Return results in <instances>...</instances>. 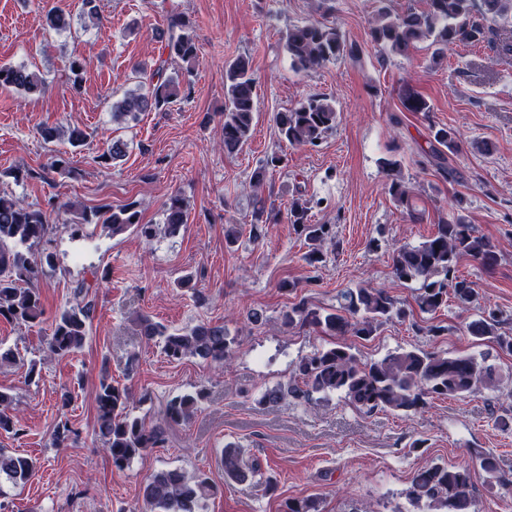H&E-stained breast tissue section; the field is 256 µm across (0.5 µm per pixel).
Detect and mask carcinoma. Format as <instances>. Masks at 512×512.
I'll return each instance as SVG.
<instances>
[{
	"mask_svg": "<svg viewBox=\"0 0 512 512\" xmlns=\"http://www.w3.org/2000/svg\"><path fill=\"white\" fill-rule=\"evenodd\" d=\"M370 24V42L381 54L407 55L417 44L427 42L437 61L460 43L495 45L499 54L512 55V35L502 36L507 24H512V0H425L423 8L409 6L393 13L379 0ZM47 30L62 33L71 29V17L61 9L52 8L44 15ZM169 29L175 31L168 43L169 59L182 63L181 69L191 70L197 60V47L190 19L173 15ZM285 46L292 68L308 74L328 62L347 59L359 62L362 48L347 42L340 30L321 21H307L288 28ZM167 61L162 60L150 74L146 92H128L112 103V117L118 121L138 119L143 112L160 111L178 98L183 86L179 77L166 74ZM45 79L38 71L26 66L1 65L0 89L24 93L41 91ZM402 105L408 112L428 116L431 106L425 98L409 88L402 90ZM257 100V80L249 58L240 56L224 69V150L234 152L249 140ZM338 112L335 102L324 95H310L296 107L275 116L282 140L291 146L315 148L336 128ZM460 148L456 131L440 127L433 131L428 162L449 181L456 173L445 166V153L454 154ZM125 156V144L112 143L97 159L112 165ZM285 157L273 154L256 167L250 183L258 191L265 185L269 170L281 167ZM383 169L389 177V193L408 218L417 222V212L408 194L397 160L385 159ZM320 201L294 197L288 204V223L309 244L305 254L308 264L324 261L322 244L334 239L333 225L312 224L309 211ZM463 198L457 199V209L448 217L438 218L435 232L423 243L401 247L392 255V274L397 280L419 283L415 301L422 313L433 315L453 298L465 307L476 300V284L458 275V264L464 258L491 270L500 257L492 242L477 234L463 214ZM83 224H70L75 231L82 225L96 224L117 236L133 229L147 240L157 232L156 225L144 224L137 202L117 209L102 206L82 214ZM187 223L184 198L169 197L164 210V229L169 236L179 234ZM53 232L47 210L25 205L6 193H0V320L30 325L39 323L44 307L39 289L28 284L39 277L38 266L28 253ZM76 302L55 315L51 324L50 354L66 357L80 350L89 335L94 300L89 287L80 283L74 289ZM334 309L313 308L304 298L294 303L284 314L288 325L309 326L335 338L329 345L315 349L295 366L300 383L279 384L266 390L262 404H277L292 399H307L314 393L339 392L354 407L370 414L377 411L411 412L422 409L434 398L463 397L481 386L494 387L497 379L491 369L481 366L470 355L450 356L423 349L391 352L370 362H361L352 346L343 337L366 339L386 320L406 318L405 309L383 289L346 288L337 295ZM139 333L146 340L162 344L171 362L187 357L224 364L229 359L231 340L222 325L201 323L171 331L151 318H135ZM499 316L490 310L470 322L467 333L478 340H489L500 348L512 351V338L498 332ZM130 393L124 386L104 378L96 392L97 426L103 438L105 452L117 470L128 468L133 460L168 440V430L187 423L205 399L203 390L177 394L167 400L163 419L148 424L132 415L127 404ZM19 435L24 432L15 414L14 397L0 391V433ZM78 436L68 422L58 424L52 434L53 445L60 448ZM479 467L491 485L508 487L512 480L500 473L496 455L482 452ZM220 465L224 483H244L260 471L259 463L244 458L242 449L227 444L221 450ZM37 469L31 457L6 453L0 448V475L14 485L26 483ZM217 493L209 478L189 476L178 468L158 471L143 487L142 499L147 512H199L202 500ZM409 503L418 508L426 505L435 512H475L473 473L467 465L448 467L431 465L413 473L406 490ZM284 512H322L321 501L315 496L290 499Z\"/></svg>",
	"mask_w": 512,
	"mask_h": 512,
	"instance_id": "carcinoma-1",
	"label": "carcinoma"
}]
</instances>
